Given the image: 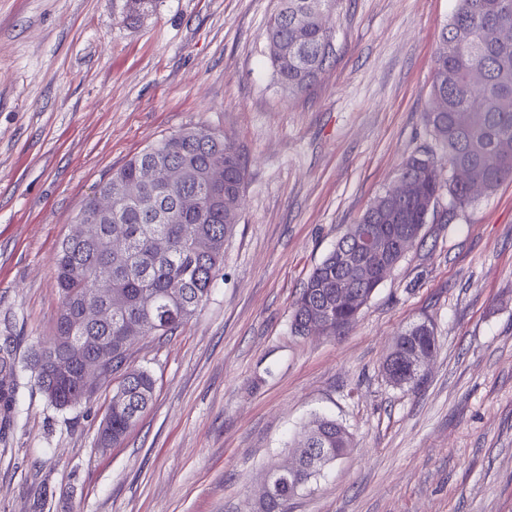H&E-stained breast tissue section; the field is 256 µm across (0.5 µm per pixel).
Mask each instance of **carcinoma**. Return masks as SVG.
Wrapping results in <instances>:
<instances>
[{
	"instance_id": "carcinoma-1",
	"label": "carcinoma",
	"mask_w": 512,
	"mask_h": 512,
	"mask_svg": "<svg viewBox=\"0 0 512 512\" xmlns=\"http://www.w3.org/2000/svg\"><path fill=\"white\" fill-rule=\"evenodd\" d=\"M155 0H126V18L138 20L152 10ZM512 0H455L444 26L434 59L431 96L445 107L425 114L427 127L443 150V160L430 155L411 156L400 174H412L420 183V195L407 203L390 192L377 197L363 214L362 224H426L436 205L448 198L447 211L455 213L477 201L471 183L483 184L490 195L512 177ZM268 39L288 43L291 56L284 61L270 57L277 83L289 92L307 91L332 64L336 43L316 17L305 13V0H281L271 17ZM224 160V188H212L205 171L215 157ZM501 158L490 168L486 159ZM158 166L150 183L141 182L145 167ZM178 167L182 180L167 181L166 169ZM245 162L236 145L221 134L208 140L186 128L165 137L112 172L98 189L102 195L117 194L122 185L138 186L131 198L115 199L110 216L96 217L97 202L88 197L77 215L87 228L60 244L56 258L59 307L55 335L50 344L39 345L29 368L55 408L72 407L71 397L81 389L85 366L101 363L105 380L122 372L101 429L99 444H119L152 401L154 380L149 371L129 364L131 346L122 342L133 328L147 336H171L197 313L207 299L214 279L224 266V243L234 231L239 215L224 210V195H242ZM194 194L202 201L196 211H184L180 199ZM125 245L112 248V239ZM336 251L318 264L292 306L291 329L300 334L298 318L306 305L314 313L330 312L341 328L356 319L348 306H336L329 290L336 288ZM110 291L97 294L101 279ZM99 301L112 310L106 322L84 319V308ZM17 373L10 337L0 342V406L8 410L14 400ZM298 448H324L331 458L352 447V437L341 423L318 417L305 426ZM288 473L270 477L269 491L259 512H288Z\"/></svg>"
}]
</instances>
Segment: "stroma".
<instances>
[{"mask_svg": "<svg viewBox=\"0 0 512 512\" xmlns=\"http://www.w3.org/2000/svg\"><path fill=\"white\" fill-rule=\"evenodd\" d=\"M0 0V334L18 336L0 414V512H255L269 472L317 417L353 435L288 512H512V178L420 243L357 320L296 336L291 304L344 230L438 153L424 113L454 0H339L337 58L306 94L276 82L267 23L279 0ZM242 150L240 220L190 322L140 338L153 399L124 441L98 445L117 381L59 411L23 364L52 336L55 258L113 170L188 128ZM429 321L417 387L382 366Z\"/></svg>", "mask_w": 512, "mask_h": 512, "instance_id": "1", "label": "stroma"}]
</instances>
